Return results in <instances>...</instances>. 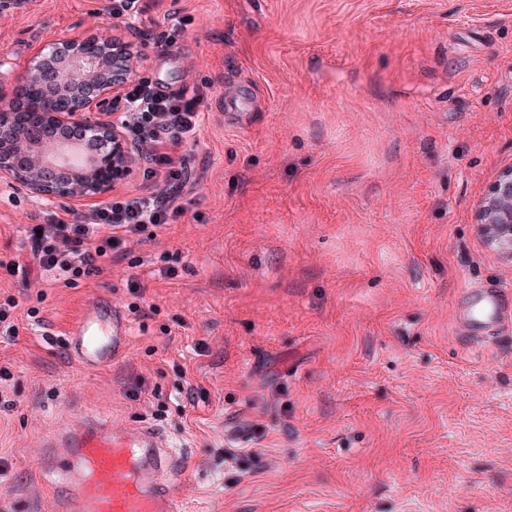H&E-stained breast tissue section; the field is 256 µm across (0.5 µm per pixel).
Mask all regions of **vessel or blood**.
Segmentation results:
<instances>
[{
	"instance_id": "b4317fda",
	"label": "vessel or blood",
	"mask_w": 512,
	"mask_h": 512,
	"mask_svg": "<svg viewBox=\"0 0 512 512\" xmlns=\"http://www.w3.org/2000/svg\"><path fill=\"white\" fill-rule=\"evenodd\" d=\"M512 316V289H469L458 318L471 337L485 341ZM129 325L111 300L92 301L66 332L69 355L87 370L110 365L125 352ZM68 450L56 512H182L171 487L172 458L158 429L116 431L89 413L59 437Z\"/></svg>"
}]
</instances>
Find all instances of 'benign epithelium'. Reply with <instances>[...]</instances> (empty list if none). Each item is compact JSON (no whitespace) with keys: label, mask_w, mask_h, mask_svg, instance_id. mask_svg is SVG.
Wrapping results in <instances>:
<instances>
[{"label":"benign epithelium","mask_w":512,"mask_h":512,"mask_svg":"<svg viewBox=\"0 0 512 512\" xmlns=\"http://www.w3.org/2000/svg\"><path fill=\"white\" fill-rule=\"evenodd\" d=\"M48 68L47 57H42L25 69L7 92L0 90V132H13L11 116L14 100L30 84L34 72ZM133 72V64L126 56L115 52L111 70L98 79L91 96H78L74 104L57 112L42 113L43 123L49 127H78L106 140L109 150L93 158L88 172L70 173L62 182L50 171H40L31 165L20 164L23 154L9 137L0 138V182H18L38 198L65 200L105 193L125 177L131 157L124 136L112 120V112L120 99V89ZM88 112L98 118L90 121ZM477 223L487 239L512 253V167L503 171L490 185L477 206Z\"/></svg>","instance_id":"obj_1"}]
</instances>
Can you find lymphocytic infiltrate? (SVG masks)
I'll return each instance as SVG.
<instances>
[{
  "mask_svg": "<svg viewBox=\"0 0 512 512\" xmlns=\"http://www.w3.org/2000/svg\"><path fill=\"white\" fill-rule=\"evenodd\" d=\"M122 97L120 118L144 164L141 193L115 196L90 211L45 212L42 225H28L26 233L37 274L36 284L61 275L76 279L101 274L102 261L131 251L147 229L162 230L186 213L176 202L186 184L185 166L175 149L196 138L202 121L204 87L185 84L162 90L145 77L130 79Z\"/></svg>",
  "mask_w": 512,
  "mask_h": 512,
  "instance_id": "lymphocytic-infiltrate-1",
  "label": "lymphocytic infiltrate"
}]
</instances>
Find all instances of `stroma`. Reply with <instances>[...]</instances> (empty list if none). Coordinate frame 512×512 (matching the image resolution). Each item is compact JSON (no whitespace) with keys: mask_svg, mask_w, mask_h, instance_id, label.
<instances>
[{"mask_svg":"<svg viewBox=\"0 0 512 512\" xmlns=\"http://www.w3.org/2000/svg\"><path fill=\"white\" fill-rule=\"evenodd\" d=\"M10 2L0 87L96 34L207 98L179 223L41 294L0 277V512H54L45 441L90 411L160 431L184 512H512V331L458 328L468 288L512 286L475 212L512 167V0H139L131 31L102 0ZM92 205L0 185V262ZM99 297L130 335L87 371L60 340Z\"/></svg>","mask_w":512,"mask_h":512,"instance_id":"stroma-1","label":"stroma"}]
</instances>
